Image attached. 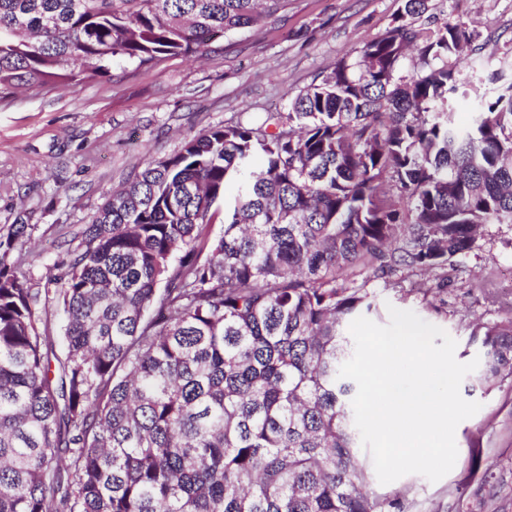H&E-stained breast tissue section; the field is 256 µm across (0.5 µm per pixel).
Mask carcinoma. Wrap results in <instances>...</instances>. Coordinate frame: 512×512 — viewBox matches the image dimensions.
<instances>
[{
  "label": "carcinoma",
  "mask_w": 512,
  "mask_h": 512,
  "mask_svg": "<svg viewBox=\"0 0 512 512\" xmlns=\"http://www.w3.org/2000/svg\"><path fill=\"white\" fill-rule=\"evenodd\" d=\"M288 2L0 0V90L80 82L77 60L95 78L197 55ZM429 2L403 0L276 129L211 128L148 162L54 287L21 270L29 225L0 237V512L394 507L368 488L357 386L337 377L350 323L378 310L354 275L437 271L439 292L485 225L512 224V83L460 79L448 58L471 38L416 28ZM410 46L420 71L400 76ZM471 338L483 393L512 383V310Z\"/></svg>",
  "instance_id": "cac0c4a2"
}]
</instances>
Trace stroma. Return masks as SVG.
Returning a JSON list of instances; mask_svg holds the SVG:
<instances>
[{
  "instance_id": "35a3bbf8",
  "label": "stroma",
  "mask_w": 512,
  "mask_h": 512,
  "mask_svg": "<svg viewBox=\"0 0 512 512\" xmlns=\"http://www.w3.org/2000/svg\"><path fill=\"white\" fill-rule=\"evenodd\" d=\"M437 23L461 25L490 69L512 78V0H432ZM401 0H291L280 21L212 44L203 56H169L149 68L114 63L113 79L62 83L41 94L18 87L0 93V236L26 223L21 251L33 287H46L101 204L148 161L179 152L200 131L257 125L287 112L290 101L352 59L384 33ZM434 273L405 274L403 291L369 281L379 295L374 322L389 307L415 312L457 342L466 363L480 351L469 342L476 321L505 315L484 284L512 295V224H489L446 293L427 294ZM480 410L456 428L458 458L437 482L409 474L377 492L402 512H512V383L488 396L462 382Z\"/></svg>"
}]
</instances>
